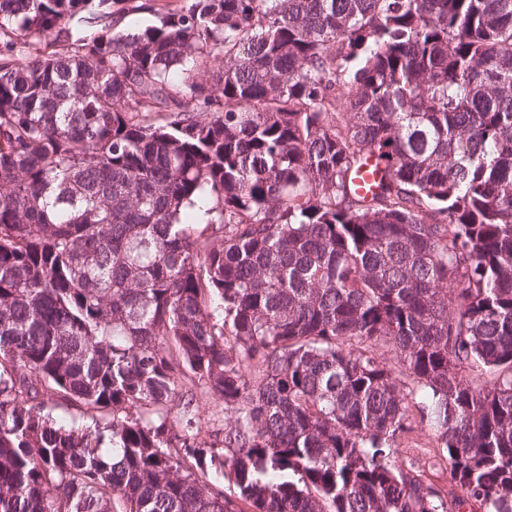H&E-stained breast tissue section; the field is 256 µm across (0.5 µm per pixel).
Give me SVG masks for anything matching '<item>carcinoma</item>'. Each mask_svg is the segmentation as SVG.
I'll list each match as a JSON object with an SVG mask.
<instances>
[{"mask_svg":"<svg viewBox=\"0 0 512 512\" xmlns=\"http://www.w3.org/2000/svg\"><path fill=\"white\" fill-rule=\"evenodd\" d=\"M110 1L0 0V512H512V0ZM185 0H154L147 2L153 7L149 10H132L121 14L117 23V29L124 31H140L149 25L158 21V16L165 13L168 9H175L184 4ZM376 357L381 364L393 370L394 376L398 378V384L403 397L416 390V380L413 377H409L408 372L404 371L402 363L398 360L396 352L390 345H379L376 347ZM195 411L202 423L203 432H221L224 427L233 423L234 412L224 408V404L214 396L203 391L198 393ZM414 401L415 400H411V396H408V399L405 400L408 406L409 419L415 431L410 434L409 437L403 438L398 447L402 454L401 457L404 460H408V458L416 454L423 453L425 449L434 448L437 444L434 430L426 419H422Z\"/></svg>","mask_w":512,"mask_h":512,"instance_id":"carcinoma-1","label":"carcinoma"}]
</instances>
